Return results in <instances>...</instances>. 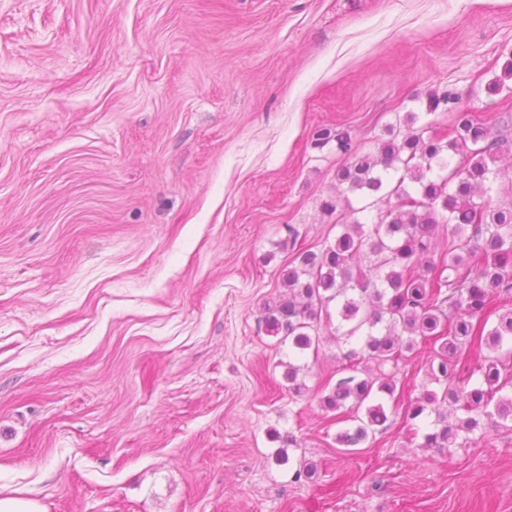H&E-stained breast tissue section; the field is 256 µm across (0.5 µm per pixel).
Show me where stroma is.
I'll return each mask as SVG.
<instances>
[{"label":"stroma","mask_w":512,"mask_h":512,"mask_svg":"<svg viewBox=\"0 0 512 512\" xmlns=\"http://www.w3.org/2000/svg\"><path fill=\"white\" fill-rule=\"evenodd\" d=\"M512 0H0V492L44 512H512V428L349 454L334 337L262 320L345 158L454 91L493 132ZM307 390H288L289 365ZM314 464V479L299 477Z\"/></svg>","instance_id":"1"}]
</instances>
